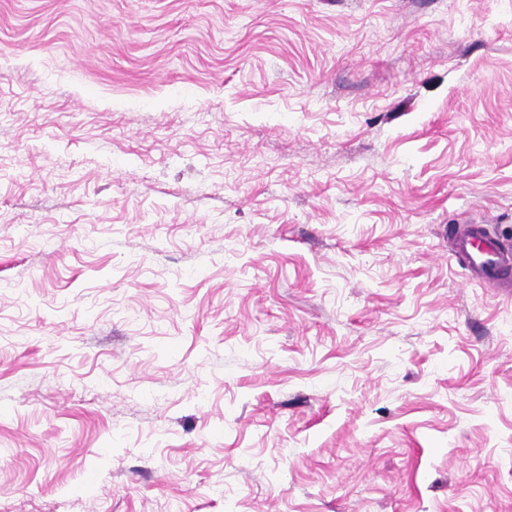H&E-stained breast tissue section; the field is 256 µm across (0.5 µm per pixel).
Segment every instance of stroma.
Here are the masks:
<instances>
[{"instance_id": "1", "label": "stroma", "mask_w": 512, "mask_h": 512, "mask_svg": "<svg viewBox=\"0 0 512 512\" xmlns=\"http://www.w3.org/2000/svg\"><path fill=\"white\" fill-rule=\"evenodd\" d=\"M512 0H0V503L512 512ZM453 251L474 282L489 288H512V248L491 236L485 225H473L454 238Z\"/></svg>"}]
</instances>
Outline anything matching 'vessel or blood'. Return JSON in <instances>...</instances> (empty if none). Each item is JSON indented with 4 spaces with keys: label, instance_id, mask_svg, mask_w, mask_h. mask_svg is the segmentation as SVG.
<instances>
[{
    "label": "vessel or blood",
    "instance_id": "vessel-or-blood-1",
    "mask_svg": "<svg viewBox=\"0 0 512 512\" xmlns=\"http://www.w3.org/2000/svg\"><path fill=\"white\" fill-rule=\"evenodd\" d=\"M453 251L474 282L489 288H512V246L491 236L485 225H474L456 235Z\"/></svg>",
    "mask_w": 512,
    "mask_h": 512
}]
</instances>
